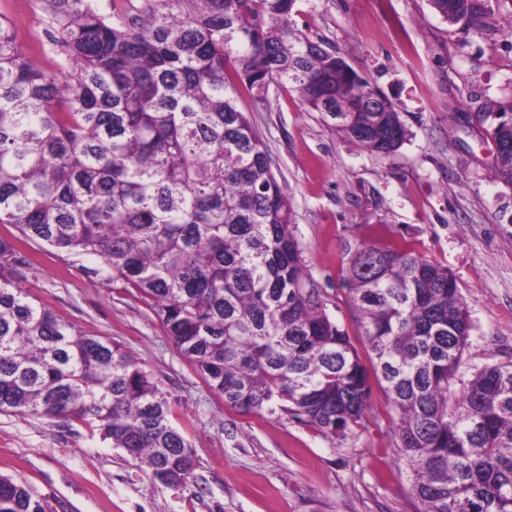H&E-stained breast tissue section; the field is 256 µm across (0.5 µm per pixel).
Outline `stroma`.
Here are the masks:
<instances>
[{"label":"stroma","instance_id":"stroma-1","mask_svg":"<svg viewBox=\"0 0 512 512\" xmlns=\"http://www.w3.org/2000/svg\"><path fill=\"white\" fill-rule=\"evenodd\" d=\"M490 5L492 29L463 34L428 0H297V28L339 50L401 113L410 136L391 156L361 151L289 89L270 88L258 107L241 100L292 199L327 312L360 358L368 345L344 288L349 259L363 242H408L448 268L468 306L458 378L512 361V186L497 180L477 123L486 103L512 99V0ZM0 17L43 70L60 73L44 0H0ZM22 248L31 296L131 353L198 459L193 482L167 488L99 433L0 412V473L29 484L48 512H419L378 381L364 420L341 438L282 412L241 413L180 356L147 302L93 276L98 259L40 242Z\"/></svg>","mask_w":512,"mask_h":512}]
</instances>
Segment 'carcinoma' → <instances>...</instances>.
Here are the masks:
<instances>
[{
    "label": "carcinoma",
    "instance_id": "1",
    "mask_svg": "<svg viewBox=\"0 0 512 512\" xmlns=\"http://www.w3.org/2000/svg\"><path fill=\"white\" fill-rule=\"evenodd\" d=\"M46 2L58 75L0 19V224L99 259L90 274L148 301L179 354L244 413L280 410L343 437L370 407L374 372L419 512H512V362L452 390L471 322L448 268L411 244L362 243L345 287L367 368L326 312L291 198L239 106L287 87L336 133L389 156L409 135L393 102L294 27L297 0H145L108 14ZM428 2L463 32L493 25L485 0ZM510 114L512 101L486 104L491 140L512 142ZM30 266L0 236V411L87 426L161 485H187L196 455L157 383L31 299ZM0 512L47 504L0 475Z\"/></svg>",
    "mask_w": 512,
    "mask_h": 512
}]
</instances>
